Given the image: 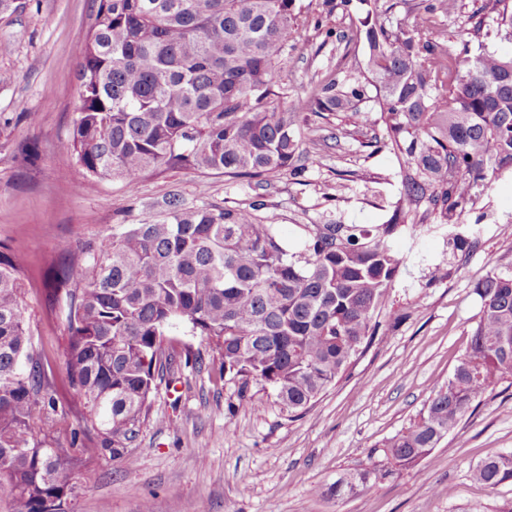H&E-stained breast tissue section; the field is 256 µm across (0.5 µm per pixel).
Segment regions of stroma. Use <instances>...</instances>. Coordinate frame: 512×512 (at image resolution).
Here are the masks:
<instances>
[{"mask_svg": "<svg viewBox=\"0 0 512 512\" xmlns=\"http://www.w3.org/2000/svg\"><path fill=\"white\" fill-rule=\"evenodd\" d=\"M20 2L0 9V246L24 264L25 317L48 360L67 334L65 302L47 297L53 271L113 225L165 215L169 198L198 208L262 199L260 217L280 225L293 251L304 246V225L382 224L391 216L401 192L398 162L364 146L382 128L354 125L342 113L304 127L309 161L300 175L275 176L260 189L190 171L150 175L132 189L87 177L63 144L78 104L92 0ZM336 3L296 0L300 28L288 50L281 109L298 111L326 71L362 66L360 15ZM310 38L319 53L307 46ZM394 244L401 266L376 339L298 417L258 385L242 408L203 338L176 324L177 379L154 391L129 450L132 465L103 458L73 474L69 512H142L147 504L153 512H512V481L491 490L472 478L486 456L512 451V379L484 394L417 466L340 499L326 493L418 418L465 352L480 310L475 283L512 269V171L458 223ZM438 265L445 275L436 280ZM188 347L198 363L185 362Z\"/></svg>", "mask_w": 512, "mask_h": 512, "instance_id": "1", "label": "stroma"}]
</instances>
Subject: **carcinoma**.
I'll return each mask as SVG.
<instances>
[{"mask_svg": "<svg viewBox=\"0 0 512 512\" xmlns=\"http://www.w3.org/2000/svg\"><path fill=\"white\" fill-rule=\"evenodd\" d=\"M79 66V105L64 148L91 177L130 186L167 170L218 173L262 185L300 172L308 116L378 114L400 162L403 191L384 224H305L288 250L278 225L248 207L190 208L168 201L162 219L120 224L79 248L51 278L64 296L67 385L89 425L67 412L50 363L33 348L17 256L0 252V484L13 512H68L71 474L102 458L132 464L150 396L173 363L169 329L191 325L238 383L269 386L288 413L304 411L375 336L376 312L401 260L391 241L455 224L512 170V55L448 47L449 0H418L411 23L379 0H359L365 61L356 75L326 73L280 112V73L298 26L295 0H94ZM497 33L512 40L509 0H486ZM467 22L462 44L488 35ZM481 307L451 376L419 421L379 449L385 466L349 474L341 498L409 468L454 432L489 388L512 378V272L474 288ZM493 489L512 480V451L473 469Z\"/></svg>", "mask_w": 512, "mask_h": 512, "instance_id": "1", "label": "carcinoma"}]
</instances>
